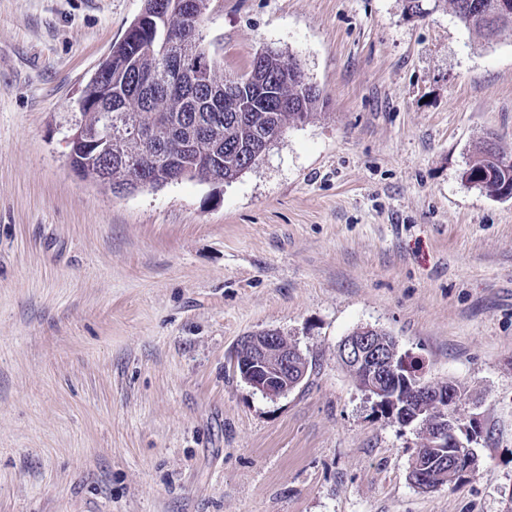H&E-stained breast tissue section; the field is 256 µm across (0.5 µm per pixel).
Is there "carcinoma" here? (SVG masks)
<instances>
[{"label": "carcinoma", "mask_w": 512, "mask_h": 512, "mask_svg": "<svg viewBox=\"0 0 512 512\" xmlns=\"http://www.w3.org/2000/svg\"><path fill=\"white\" fill-rule=\"evenodd\" d=\"M206 0H145L142 13L127 32L138 33L137 44L124 36L112 44L77 100L80 119L74 130L71 167L79 175L108 186L112 192L130 194L144 187H159L180 175L205 182H230L248 170L249 154L263 140L284 132L289 125L303 123L324 99L309 83L300 60L273 50L254 57L248 68L235 75L239 85L224 92L218 77L219 62L192 34L202 24ZM448 9L470 32L489 42L512 26V6L507 0H405V13L423 19L440 7ZM158 33L174 38L168 49L173 59L205 60L199 76L185 84L172 74L164 75L154 37L147 36L146 20ZM264 71L265 89L248 82L254 68ZM121 108L112 110V100ZM153 131L152 143L134 134ZM101 143L102 157L93 160L87 141ZM512 153L486 141L475 148L469 166L474 173H487L475 186L502 200L512 199V165L502 168V158ZM420 464L438 468L451 465L458 449L443 453L421 447Z\"/></svg>", "instance_id": "cac0c4a2"}]
</instances>
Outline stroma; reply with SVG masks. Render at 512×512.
I'll return each mask as SVG.
<instances>
[{"label": "stroma", "instance_id": "35a3bbf8", "mask_svg": "<svg viewBox=\"0 0 512 512\" xmlns=\"http://www.w3.org/2000/svg\"><path fill=\"white\" fill-rule=\"evenodd\" d=\"M144 0H0V512H512V29L403 0H209L224 75L299 58L325 104L230 182L116 195L70 166L75 102ZM371 326L457 385L478 467L416 488L423 442L341 365ZM277 330L269 399L232 369ZM504 157L511 158L512 162V153L505 152L492 141H485L475 148L468 166L473 174L485 172L487 176L479 178L475 184L466 181L498 200L512 199V163L508 168L500 167L499 162ZM492 171L496 173L490 174ZM233 369L254 390L271 399L299 386L308 372L306 356L275 330L242 336L231 357Z\"/></svg>", "mask_w": 512, "mask_h": 512}]
</instances>
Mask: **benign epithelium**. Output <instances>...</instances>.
<instances>
[{"mask_svg":"<svg viewBox=\"0 0 512 512\" xmlns=\"http://www.w3.org/2000/svg\"><path fill=\"white\" fill-rule=\"evenodd\" d=\"M169 68L188 75L203 67L204 62H172L161 51ZM342 365L350 371L357 385L375 399L376 406L404 427L427 434L429 448L456 446L467 449L466 463L474 458L472 444L480 435L476 418L467 424L458 417L462 401L458 389L451 384L424 380L417 360L399 354L397 343L372 327H363L345 337L337 348ZM233 369L254 390L271 399L299 386L308 372L306 356L275 330H263L241 337L231 357ZM402 383L416 396L417 405L401 402L397 394H389L396 383Z\"/></svg>","mask_w":512,"mask_h":512,"instance_id":"benign-epithelium-1","label":"benign epithelium"}]
</instances>
